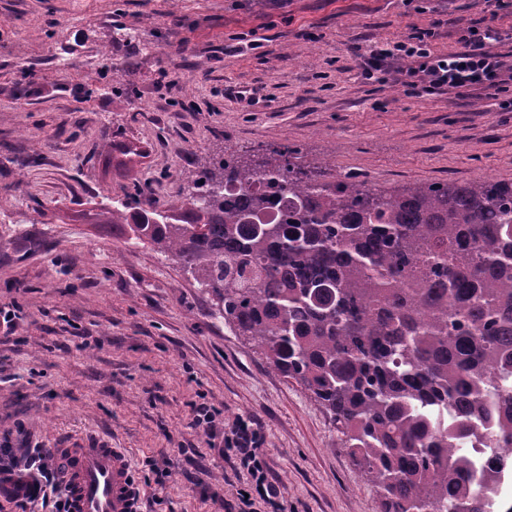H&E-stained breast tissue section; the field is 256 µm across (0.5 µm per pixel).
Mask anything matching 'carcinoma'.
<instances>
[{"instance_id":"carcinoma-1","label":"carcinoma","mask_w":512,"mask_h":512,"mask_svg":"<svg viewBox=\"0 0 512 512\" xmlns=\"http://www.w3.org/2000/svg\"><path fill=\"white\" fill-rule=\"evenodd\" d=\"M262 187H257V182ZM287 200L278 224H248ZM329 414L382 512H499L512 464V182L375 189L283 145L227 148L164 213L112 211ZM492 435V431L488 429H478L472 434L471 447L473 448V456L475 465L478 468L486 466L491 463L494 454L490 448H484L486 438Z\"/></svg>"}]
</instances>
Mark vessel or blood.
Here are the masks:
<instances>
[{"instance_id":"1","label":"vessel or blood","mask_w":512,"mask_h":512,"mask_svg":"<svg viewBox=\"0 0 512 512\" xmlns=\"http://www.w3.org/2000/svg\"><path fill=\"white\" fill-rule=\"evenodd\" d=\"M71 512H141L142 488L123 448H59Z\"/></svg>"}]
</instances>
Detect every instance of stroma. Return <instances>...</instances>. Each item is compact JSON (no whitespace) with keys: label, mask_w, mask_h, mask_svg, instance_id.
I'll use <instances>...</instances> for the list:
<instances>
[{"label":"stroma","mask_w":512,"mask_h":512,"mask_svg":"<svg viewBox=\"0 0 512 512\" xmlns=\"http://www.w3.org/2000/svg\"><path fill=\"white\" fill-rule=\"evenodd\" d=\"M430 26L438 53L472 26L507 53L512 0H0V307L15 313L0 326V444L14 464L94 440L128 450L144 512H225L241 483L218 450L250 417L280 512H380L311 394L172 260L115 238L112 212L166 210L237 146H297L388 190L512 181V112L487 92L408 96L359 76L353 46ZM201 401L211 437L193 425Z\"/></svg>","instance_id":"35a3bbf8"}]
</instances>
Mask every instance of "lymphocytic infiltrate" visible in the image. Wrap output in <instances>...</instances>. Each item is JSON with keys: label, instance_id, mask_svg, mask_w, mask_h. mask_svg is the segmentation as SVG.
<instances>
[{"label": "lymphocytic infiltrate", "instance_id": "lymphocytic-infiltrate-1", "mask_svg": "<svg viewBox=\"0 0 512 512\" xmlns=\"http://www.w3.org/2000/svg\"><path fill=\"white\" fill-rule=\"evenodd\" d=\"M434 35V29L415 28L390 46L367 50L354 47L361 77L399 84L409 94L493 90L501 97L500 111L512 112V54L491 51V44L499 39L496 29L469 30L461 49L447 55L433 51ZM224 443L232 449L239 470L248 475L245 487L237 491L242 507L249 510L259 500L275 512L280 506V492L261 452L262 437L257 423L251 418L237 419L225 433ZM26 472L34 483L26 497L17 499V506L36 503L42 512H69L51 457L41 453L34 455Z\"/></svg>", "mask_w": 512, "mask_h": 512}]
</instances>
